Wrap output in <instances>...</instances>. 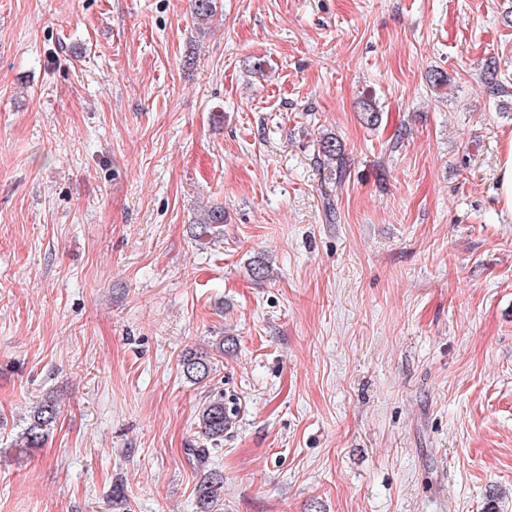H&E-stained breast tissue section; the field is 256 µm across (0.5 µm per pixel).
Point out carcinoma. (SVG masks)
<instances>
[{
  "mask_svg": "<svg viewBox=\"0 0 512 512\" xmlns=\"http://www.w3.org/2000/svg\"><path fill=\"white\" fill-rule=\"evenodd\" d=\"M216 9V0H192L193 22L198 25L207 22ZM222 223L224 209L211 208L191 224L190 233L195 239L202 241L214 235L215 228ZM179 365L186 379L194 383L205 381L213 371V363L208 356L192 352L182 354ZM236 411V403L224 401L222 394L205 401L198 411L200 441L187 448L188 459L204 470V476L196 486V512H215L218 502L223 499L224 477L207 469V463L210 449L224 442V433L232 427ZM57 417L58 410L53 400L48 398L38 403L22 433V446L19 451L27 452L42 447L57 422Z\"/></svg>",
  "mask_w": 512,
  "mask_h": 512,
  "instance_id": "carcinoma-1",
  "label": "carcinoma"
}]
</instances>
